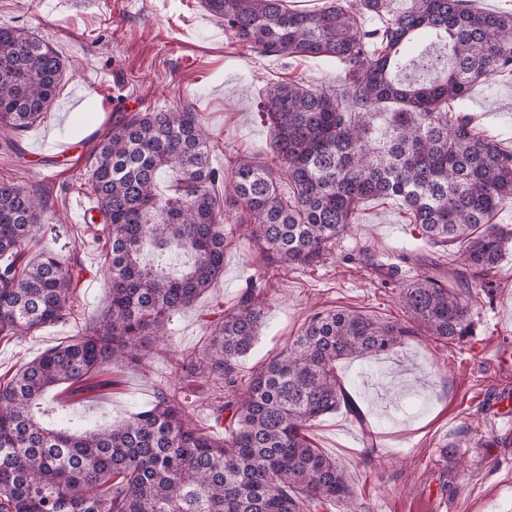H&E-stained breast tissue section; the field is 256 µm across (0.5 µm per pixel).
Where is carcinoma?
I'll list each match as a JSON object with an SVG mask.
<instances>
[{"instance_id": "carcinoma-1", "label": "carcinoma", "mask_w": 512, "mask_h": 512, "mask_svg": "<svg viewBox=\"0 0 512 512\" xmlns=\"http://www.w3.org/2000/svg\"><path fill=\"white\" fill-rule=\"evenodd\" d=\"M474 0H327L314 12L284 0H202L242 44L265 55L336 61L342 82L273 86L265 115L268 161L241 156L233 203L269 263L311 266L347 234L365 199H397L432 246H453L475 278L496 273L512 230V152L476 130L465 99L476 83L512 71V12ZM381 20L368 27L363 16ZM426 42L432 79L399 80ZM63 63L28 31L0 25V139L14 145L54 99ZM88 187L108 232L101 246L110 302L76 340L42 352L0 383V512H313L342 500L357 512L346 467L313 446L307 427L350 405L336 363L404 343L407 327L336 310L310 318L248 383L239 362L264 323L248 289L205 349L174 366L152 407L117 424L69 433L36 420L51 389L74 387L111 364H140L224 271L226 232L210 187L220 179L207 131L187 110L123 112L89 157ZM288 180V194L281 181ZM48 200L0 180V335L65 320L73 266L51 252L25 259ZM185 267L165 269L172 255ZM410 318L437 340L473 335L467 281L441 271L401 285ZM212 379L224 435L189 420L180 380Z\"/></svg>"}]
</instances>
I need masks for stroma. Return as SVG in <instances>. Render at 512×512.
I'll use <instances>...</instances> for the list:
<instances>
[{
    "instance_id": "stroma-1",
    "label": "stroma",
    "mask_w": 512,
    "mask_h": 512,
    "mask_svg": "<svg viewBox=\"0 0 512 512\" xmlns=\"http://www.w3.org/2000/svg\"><path fill=\"white\" fill-rule=\"evenodd\" d=\"M48 42L66 76L47 112L21 145L71 141L69 159L32 158L15 165L0 150V178L45 189L55 213L30 252L74 260L78 284L66 322L27 336H0V380L46 349L72 341L108 305L110 285L98 245L105 235L86 185V160L123 112L188 107L211 136L215 167L227 171L270 141L261 115L267 90L298 80L336 85L340 66L317 58L265 56L224 32L200 0H0V25ZM469 114L484 134L512 151V73L476 85ZM229 233L224 274L195 304L174 315L157 353L140 366L117 365L94 375L80 392L62 385L43 407L70 428L94 429L150 408L171 382L175 363L208 343L210 321L232 310L247 284L257 283L265 312L259 339L238 369L240 382L281 352L320 311L345 309L405 324L400 286L432 265L460 270L452 247L426 245L401 203L368 199L357 222L324 263L297 269L268 265L247 227L238 223L228 180L214 186ZM476 328L455 346L418 332L372 359H346L336 374L352 406L316 420L315 447L347 467L360 512H512V433L495 428L488 399L512 393V253L493 279L492 294L474 280ZM193 424L224 433L211 409L213 382L184 383ZM451 455H443L447 445Z\"/></svg>"
}]
</instances>
